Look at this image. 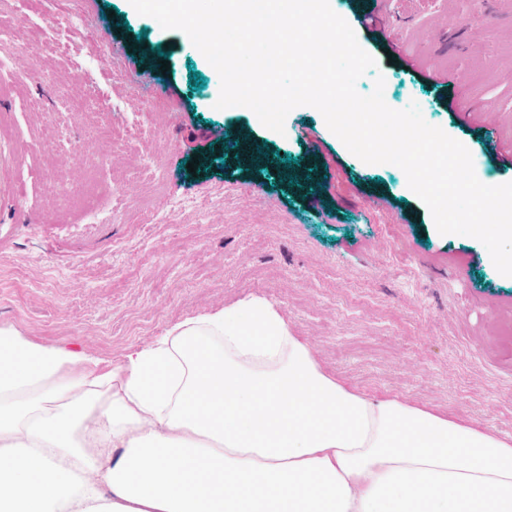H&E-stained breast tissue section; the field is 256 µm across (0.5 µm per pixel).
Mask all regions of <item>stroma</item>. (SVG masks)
Wrapping results in <instances>:
<instances>
[{"instance_id": "35a3bbf8", "label": "stroma", "mask_w": 512, "mask_h": 512, "mask_svg": "<svg viewBox=\"0 0 512 512\" xmlns=\"http://www.w3.org/2000/svg\"><path fill=\"white\" fill-rule=\"evenodd\" d=\"M373 2L335 0L336 12L376 59L392 108L421 98L425 120L469 149L480 178L512 182V164L484 143L492 133L512 144V0H391L368 27ZM74 14L85 19L76 30L65 25ZM438 16L445 28L423 38ZM21 23L57 33L0 59V177L12 195L0 200V326L112 362L187 317L257 295L326 372L512 436V277L478 240L440 234L403 171L362 162L309 106L289 113L282 135L247 108L215 109L218 73L184 33L127 0H0V33ZM395 45L416 71L389 63ZM159 47L165 72L148 57ZM104 49L110 74L95 64ZM20 67L31 77L17 85ZM429 70L464 82H431ZM103 123L117 141L98 137ZM213 126L312 162L319 210L271 170L214 154ZM55 135L57 149L40 151ZM86 157L103 161L90 180Z\"/></svg>"}]
</instances>
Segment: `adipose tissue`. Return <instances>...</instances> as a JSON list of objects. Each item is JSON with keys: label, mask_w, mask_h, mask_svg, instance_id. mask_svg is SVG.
<instances>
[{"label": "adipose tissue", "mask_w": 512, "mask_h": 512, "mask_svg": "<svg viewBox=\"0 0 512 512\" xmlns=\"http://www.w3.org/2000/svg\"><path fill=\"white\" fill-rule=\"evenodd\" d=\"M0 512H512V439L329 375L255 296L109 366L0 326Z\"/></svg>", "instance_id": "1"}]
</instances>
